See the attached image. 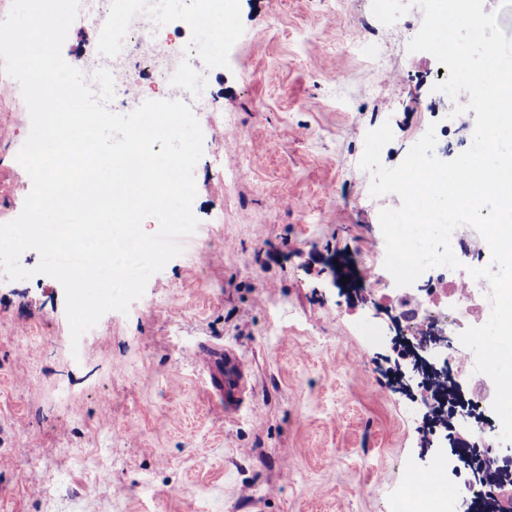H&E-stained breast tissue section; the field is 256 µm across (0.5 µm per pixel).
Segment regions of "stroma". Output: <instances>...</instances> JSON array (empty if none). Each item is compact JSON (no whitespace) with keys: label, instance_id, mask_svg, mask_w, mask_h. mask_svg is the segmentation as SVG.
Here are the masks:
<instances>
[{"label":"stroma","instance_id":"stroma-1","mask_svg":"<svg viewBox=\"0 0 512 512\" xmlns=\"http://www.w3.org/2000/svg\"><path fill=\"white\" fill-rule=\"evenodd\" d=\"M371 3L234 0L232 39L192 34L207 76L197 93L163 73L139 80L141 100L216 106L197 115L198 226L128 313H106L76 342L57 280L0 272V512H459L469 472H445L444 429L420 445L425 391L396 390L389 371L399 300L426 301L443 270L400 287L372 266L379 212L400 199L372 197L359 161L385 122V166L433 122L451 130L435 147L451 160L474 115H453L468 93L434 91L446 73L408 52L421 10L387 27ZM62 54L87 75L130 72L126 35L95 14ZM1 85L6 223L32 187L16 160L31 122L18 82L0 72ZM204 347L243 365L233 409L210 392ZM422 472L440 475L438 492L406 500Z\"/></svg>","mask_w":512,"mask_h":512}]
</instances>
